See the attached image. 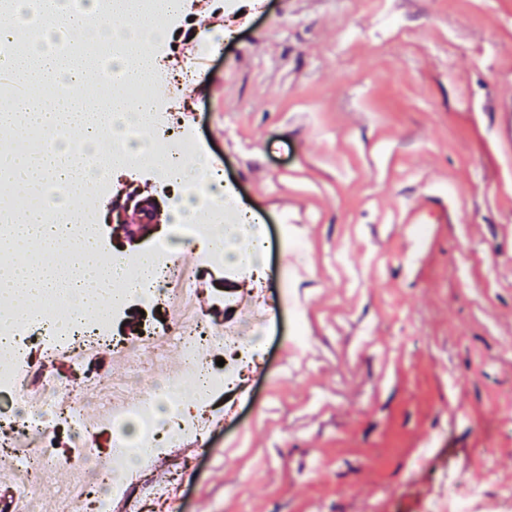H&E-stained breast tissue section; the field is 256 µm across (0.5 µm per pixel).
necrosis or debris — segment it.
Masks as SVG:
<instances>
[{"label": "necrosis or debris", "instance_id": "necrosis-or-debris-1", "mask_svg": "<svg viewBox=\"0 0 512 512\" xmlns=\"http://www.w3.org/2000/svg\"><path fill=\"white\" fill-rule=\"evenodd\" d=\"M21 32L36 29L42 42L56 53H83L78 44L61 36V21L48 17L41 0H25L17 11ZM170 114L151 113L150 125L159 137L150 144L139 138L140 124L122 113L111 114L110 147L123 155L145 145L144 162L154 181L168 186L180 172V158L197 142L188 131L177 139L166 137ZM69 139L65 128L31 130L12 140H0V161L27 152L31 157L58 149ZM89 185L81 211L69 210L61 190L44 184L38 196L41 207L54 224H69L76 240L98 238V190L109 181L101 154L91 153L85 165ZM175 222L171 236L158 244L159 259L153 280L142 289L113 304L101 317L77 318L75 305L50 300L36 311L19 310V324L8 346L0 347V399L17 406L10 430L0 432V447L12 462L16 479L0 512H34L40 489L55 470L52 453L56 434H68L80 450L71 463V480L64 487L68 500L83 501L87 512H113L121 504L125 512H143V501L168 500L183 471L171 467L161 482L146 485L139 475L147 468L170 460V451L193 445L207 447L206 422L213 418V402L232 390L241 373L258 369L266 356L265 335L271 322L289 308L284 290L271 289L266 279L268 239L261 213L244 208L233 183H226L222 202L173 203ZM202 245L193 263H182L176 248ZM228 269L241 276H255L264 284L253 300L252 321L210 319L202 313L195 285L208 268ZM161 303L168 311L165 322L145 326L134 341L112 337L114 321L131 304ZM112 352L123 368L106 374L93 367L94 359ZM223 355V370L210 367L209 356ZM179 356L178 369L166 362ZM77 368L76 379L52 373L58 362ZM194 379L193 391L182 389L185 378ZM112 432L114 457L100 460L94 448L99 430Z\"/></svg>", "mask_w": 512, "mask_h": 512}]
</instances>
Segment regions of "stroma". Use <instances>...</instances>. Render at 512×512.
<instances>
[{
	"mask_svg": "<svg viewBox=\"0 0 512 512\" xmlns=\"http://www.w3.org/2000/svg\"><path fill=\"white\" fill-rule=\"evenodd\" d=\"M184 119L311 343L268 339L182 512H425L512 484V0H237ZM223 118H215L216 106ZM427 228L417 238L415 226ZM476 491L464 483L456 484L448 495H442L439 501L430 505L428 512H472L474 510ZM447 507L445 511H441Z\"/></svg>",
	"mask_w": 512,
	"mask_h": 512,
	"instance_id": "obj_1",
	"label": "stroma"
}]
</instances>
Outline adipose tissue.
I'll return each instance as SVG.
<instances>
[{
  "label": "adipose tissue",
  "instance_id": "adipose-tissue-1",
  "mask_svg": "<svg viewBox=\"0 0 512 512\" xmlns=\"http://www.w3.org/2000/svg\"><path fill=\"white\" fill-rule=\"evenodd\" d=\"M125 86H137L145 94L138 101H130L123 89L116 90L110 100L113 112H148L152 102L146 91L155 69V61L147 56L139 40L131 39L122 43L118 53ZM94 104L74 96L56 98L46 102L38 98H12L0 104V120L16 115L23 116L28 128L49 129L63 124L77 130L79 145L100 147L109 134L107 127L90 119ZM73 149L52 152L43 156L39 163H32L23 154L14 156L8 162L0 163V178L11 180L34 193L46 181L62 186L68 196L82 194L87 177L82 166L73 160ZM68 240V229L62 224L49 223L43 211L23 209L14 213L4 234L0 235V247L17 254L28 253L31 249L45 252L55 250ZM154 273V260L143 256L132 269H115L99 263L83 265L76 272L49 270L36 263L26 261L0 271V288L9 290L18 306L35 309L38 302L54 295L75 300L78 317L99 316L107 306L105 297L111 296L112 281H123L128 289L144 286Z\"/></svg>",
  "mask_w": 512,
  "mask_h": 512
}]
</instances>
